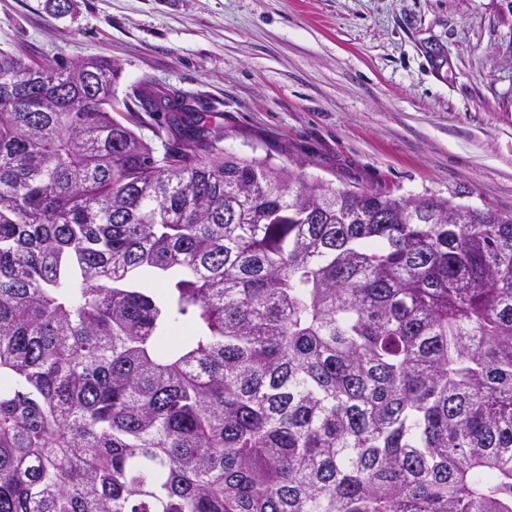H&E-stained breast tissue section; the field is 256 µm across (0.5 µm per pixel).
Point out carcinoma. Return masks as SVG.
<instances>
[{
    "instance_id": "cac0c4a2",
    "label": "carcinoma",
    "mask_w": 512,
    "mask_h": 512,
    "mask_svg": "<svg viewBox=\"0 0 512 512\" xmlns=\"http://www.w3.org/2000/svg\"><path fill=\"white\" fill-rule=\"evenodd\" d=\"M0 49V512H512V214L159 155Z\"/></svg>"
}]
</instances>
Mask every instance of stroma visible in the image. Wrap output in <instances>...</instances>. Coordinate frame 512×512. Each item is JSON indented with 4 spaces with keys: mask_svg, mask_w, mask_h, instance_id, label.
I'll use <instances>...</instances> for the list:
<instances>
[{
    "mask_svg": "<svg viewBox=\"0 0 512 512\" xmlns=\"http://www.w3.org/2000/svg\"><path fill=\"white\" fill-rule=\"evenodd\" d=\"M0 0V47L111 58L112 93L156 150L179 131L140 109L184 98L227 152L336 187L512 212L506 0Z\"/></svg>",
    "mask_w": 512,
    "mask_h": 512,
    "instance_id": "obj_1",
    "label": "stroma"
}]
</instances>
